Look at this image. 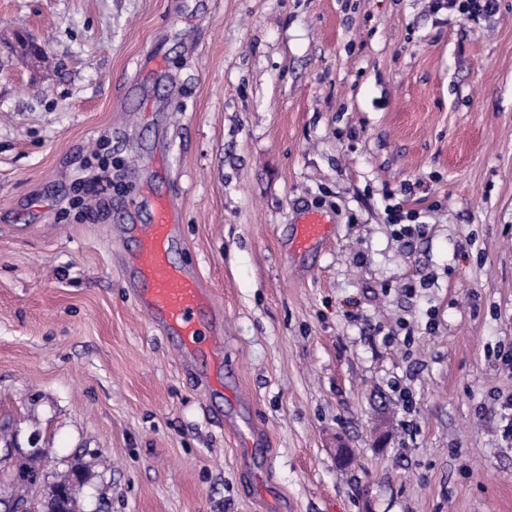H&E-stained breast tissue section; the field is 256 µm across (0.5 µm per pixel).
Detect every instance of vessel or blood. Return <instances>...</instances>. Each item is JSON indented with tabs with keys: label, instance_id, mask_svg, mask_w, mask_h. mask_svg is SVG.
Segmentation results:
<instances>
[{
	"label": "vessel or blood",
	"instance_id": "1",
	"mask_svg": "<svg viewBox=\"0 0 512 512\" xmlns=\"http://www.w3.org/2000/svg\"><path fill=\"white\" fill-rule=\"evenodd\" d=\"M178 208L173 200L154 201L147 223L126 227L133 249L131 260L137 291L136 304L158 319L181 350L193 353L205 341L207 328L201 320L208 303L200 280L171 259ZM326 218L318 211L304 214L295 228L299 249L323 239Z\"/></svg>",
	"mask_w": 512,
	"mask_h": 512
}]
</instances>
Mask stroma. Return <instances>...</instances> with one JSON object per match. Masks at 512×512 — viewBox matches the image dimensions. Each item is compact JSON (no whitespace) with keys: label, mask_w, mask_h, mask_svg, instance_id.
I'll return each mask as SVG.
<instances>
[{"label":"stroma","mask_w":512,"mask_h":512,"mask_svg":"<svg viewBox=\"0 0 512 512\" xmlns=\"http://www.w3.org/2000/svg\"><path fill=\"white\" fill-rule=\"evenodd\" d=\"M156 196L221 324L205 382L131 295L121 225ZM305 210L331 219L311 252ZM510 352L512 0H0V457L38 438L42 486L512 512Z\"/></svg>","instance_id":"stroma-1"}]
</instances>
